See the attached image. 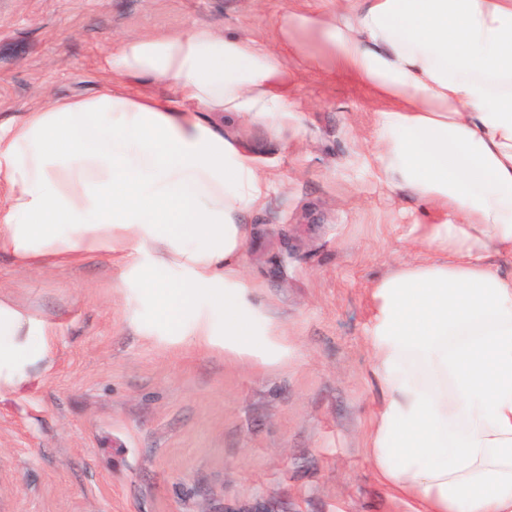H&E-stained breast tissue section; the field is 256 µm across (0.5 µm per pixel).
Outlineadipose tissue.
Wrapping results in <instances>:
<instances>
[{
	"instance_id": "adipose-tissue-1",
	"label": "adipose tissue",
	"mask_w": 512,
	"mask_h": 512,
	"mask_svg": "<svg viewBox=\"0 0 512 512\" xmlns=\"http://www.w3.org/2000/svg\"><path fill=\"white\" fill-rule=\"evenodd\" d=\"M303 63L368 93L378 173L428 216L420 258L369 289L371 466L410 512H512V271L495 262L512 257V0H326L283 15L269 47L205 26L120 40L96 94L0 130V254L150 252L139 275L170 333L279 365L288 333L256 327L242 276L241 218L272 178L206 116L280 136ZM177 266L191 277H161ZM55 338L0 300V393L50 369Z\"/></svg>"
}]
</instances>
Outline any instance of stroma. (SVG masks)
Wrapping results in <instances>:
<instances>
[{
	"mask_svg": "<svg viewBox=\"0 0 512 512\" xmlns=\"http://www.w3.org/2000/svg\"><path fill=\"white\" fill-rule=\"evenodd\" d=\"M296 6L322 0H0V126L93 95L122 38L206 25L266 45ZM293 97L281 137L226 129L275 179L244 218L242 273L257 323L288 331L283 365L162 330L121 253L0 255V299L58 332L50 370L0 394V512H409L367 458L382 401L367 290L414 259L421 210L379 179L365 91L303 70Z\"/></svg>",
	"mask_w": 512,
	"mask_h": 512,
	"instance_id": "obj_1",
	"label": "stroma"
}]
</instances>
